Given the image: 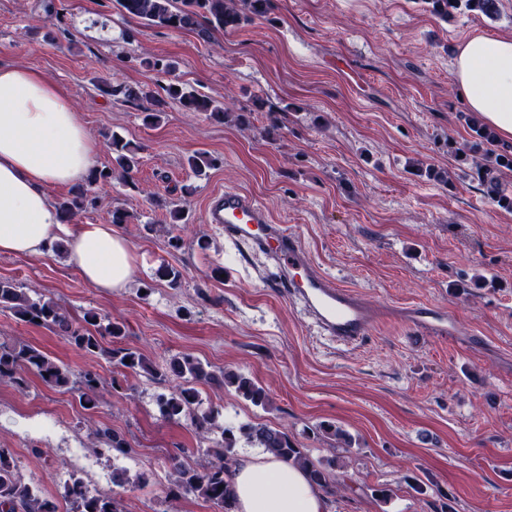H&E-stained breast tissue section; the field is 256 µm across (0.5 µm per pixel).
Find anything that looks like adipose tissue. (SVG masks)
I'll return each mask as SVG.
<instances>
[{"instance_id":"adipose-tissue-1","label":"adipose tissue","mask_w":512,"mask_h":512,"mask_svg":"<svg viewBox=\"0 0 512 512\" xmlns=\"http://www.w3.org/2000/svg\"><path fill=\"white\" fill-rule=\"evenodd\" d=\"M453 80L477 122L512 140V35L459 43ZM99 151L63 87L31 68L0 63V253L40 256L60 241L93 287L128 286L133 253L125 238L108 224L64 223L48 194L84 184ZM226 479L237 512H330L323 488L264 451L238 457Z\"/></svg>"}]
</instances>
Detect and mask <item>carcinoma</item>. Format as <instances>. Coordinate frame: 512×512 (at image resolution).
<instances>
[{
  "label": "carcinoma",
  "instance_id": "cac0c4a2",
  "mask_svg": "<svg viewBox=\"0 0 512 512\" xmlns=\"http://www.w3.org/2000/svg\"><path fill=\"white\" fill-rule=\"evenodd\" d=\"M434 16L446 18L451 9L492 16L497 10V0H422ZM116 8L130 18L144 21L148 26L198 30L207 36L215 29L226 32L238 30L255 18H263L271 10V0H115ZM167 97L178 102L188 112H203L210 119L222 123L224 108L211 97L187 90L178 82L166 87ZM115 167L95 169L86 183L70 190V197L60 205L64 221L73 220L88 205L95 202L93 187L112 180L115 171L120 177L131 176L140 165L139 146L112 136ZM220 159L206 152H199L188 159V165L197 175L218 165ZM512 167V144L504 145L497 152L481 154L472 171L487 195L498 206L512 211V195L500 188L496 170ZM0 309L7 310L18 320L56 329L74 348L87 353H101L120 369L123 377L143 376L162 382L178 380L176 388L157 397L161 415L170 421L187 418L201 432L220 431L221 439L211 450L214 461L204 471L191 467L174 466V485L177 491L198 495L216 505L222 512H236L235 497L224 472L236 459L235 448L240 439L262 448L277 458L302 466L310 481L318 486L327 484L336 460L314 459L308 449L300 447L288 432L261 422H249L238 428L221 427L219 411L203 408L199 386L205 384L231 387L243 399L256 407H266L269 396L252 378L238 372H215L190 354L172 357L165 365H157L139 350L123 344L126 327L120 321L100 316L95 310L84 312L81 323L74 324L55 301L32 298L23 284L0 279ZM112 339V347L102 346L101 338ZM33 372L49 386L77 389L82 392L83 407L92 409L97 404L101 378L92 371L74 372L68 366L49 359L42 351L30 345L0 343V381L19 383L20 372ZM100 448L125 454L130 444L125 437L111 429L98 432ZM70 512H120L115 498L90 491L83 482L75 480L68 486ZM56 512V505L43 498L40 491L23 482L13 457L0 450V512Z\"/></svg>",
  "mask_w": 512,
  "mask_h": 512
}]
</instances>
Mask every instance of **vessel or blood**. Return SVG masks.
Wrapping results in <instances>:
<instances>
[{
	"label": "vessel or blood",
	"instance_id": "1",
	"mask_svg": "<svg viewBox=\"0 0 512 512\" xmlns=\"http://www.w3.org/2000/svg\"><path fill=\"white\" fill-rule=\"evenodd\" d=\"M205 221L223 227L224 235L264 256L277 270V283L300 303L324 335L336 341L359 343L378 319L376 307L354 289L339 285L310 260L298 237L284 225L273 223L251 193L224 189L211 193ZM411 327L432 336L455 337L457 329L447 314L427 307L411 309L405 316Z\"/></svg>",
	"mask_w": 512,
	"mask_h": 512
}]
</instances>
